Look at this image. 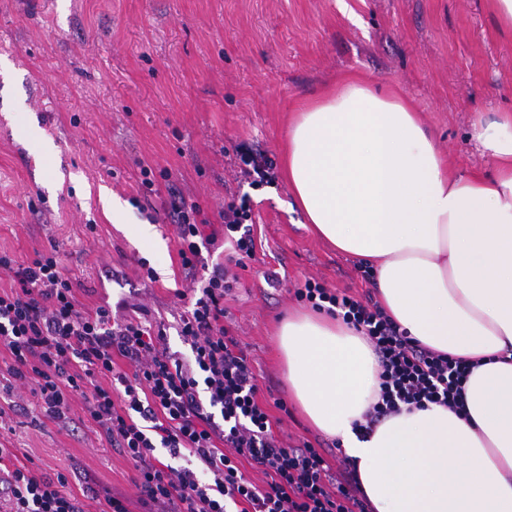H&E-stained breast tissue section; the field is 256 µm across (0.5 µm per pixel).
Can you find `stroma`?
I'll list each match as a JSON object with an SVG mask.
<instances>
[{
  "instance_id": "stroma-1",
  "label": "stroma",
  "mask_w": 512,
  "mask_h": 512,
  "mask_svg": "<svg viewBox=\"0 0 512 512\" xmlns=\"http://www.w3.org/2000/svg\"><path fill=\"white\" fill-rule=\"evenodd\" d=\"M348 77L407 99L449 173L492 170L472 131L512 113V31L491 0H0V250L21 264L57 251L81 310L144 303L181 352L174 291L191 279L171 199L200 204L205 233L220 240L225 198L249 195L255 257L224 298V323L275 431L319 448L338 479L335 440L288 394L277 329L309 310L295 296L306 280L376 294L359 261L304 224L283 171L295 110ZM247 147L271 160V182L241 177ZM104 188L120 214L104 207ZM270 269L280 286L264 280ZM0 436L7 470L62 474L74 497L121 494L140 512L133 462L100 436L81 395L64 422L26 397Z\"/></svg>"
}]
</instances>
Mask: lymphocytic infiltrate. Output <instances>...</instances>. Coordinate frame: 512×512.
Instances as JSON below:
<instances>
[{"label": "lymphocytic infiltrate", "mask_w": 512, "mask_h": 512, "mask_svg": "<svg viewBox=\"0 0 512 512\" xmlns=\"http://www.w3.org/2000/svg\"><path fill=\"white\" fill-rule=\"evenodd\" d=\"M171 207L181 266L201 273L180 315L188 353L165 346L163 327L147 322L144 305L120 301L78 310L56 254L23 265L0 252V271L14 280L10 291H0V346L12 357L9 374L30 385L55 420H66L71 393L83 395L110 447L134 461V486L146 512H368L354 469L328 486L318 449L291 447L274 435L247 355L224 326L230 275L203 254L214 240L201 234V208L183 199ZM220 217L238 254L235 264L244 267L254 255L249 199L225 203ZM296 296L352 325L378 358L379 396L354 426L360 437L405 409L462 410L468 368L461 360L418 345L380 306L329 292L317 281L306 280ZM121 360L128 371H119ZM159 448L175 459L196 460V468L163 464L155 455ZM242 460L265 485L240 470ZM66 484L62 475L52 480L15 469L7 482L8 512H85Z\"/></svg>", "instance_id": "1"}]
</instances>
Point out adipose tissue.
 Returning <instances> with one entry per match:
<instances>
[{
  "label": "adipose tissue",
  "instance_id": "obj_1",
  "mask_svg": "<svg viewBox=\"0 0 512 512\" xmlns=\"http://www.w3.org/2000/svg\"><path fill=\"white\" fill-rule=\"evenodd\" d=\"M473 136L493 170L448 174L409 102L357 79L289 127L288 185L314 233L368 264L407 336L471 366L462 413L405 411L362 440L378 391L363 335L322 313L282 324L294 397L354 460L373 512H512V115Z\"/></svg>",
  "mask_w": 512,
  "mask_h": 512
}]
</instances>
